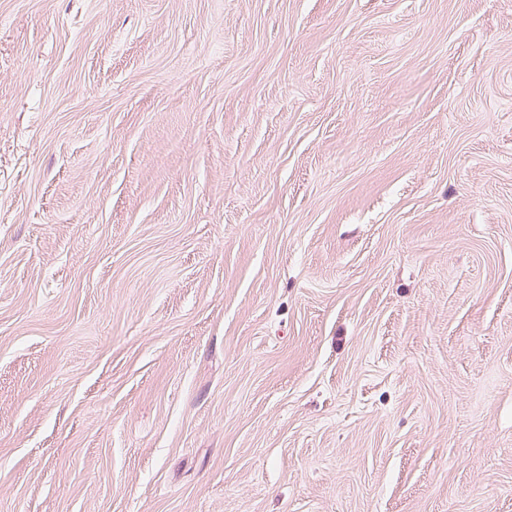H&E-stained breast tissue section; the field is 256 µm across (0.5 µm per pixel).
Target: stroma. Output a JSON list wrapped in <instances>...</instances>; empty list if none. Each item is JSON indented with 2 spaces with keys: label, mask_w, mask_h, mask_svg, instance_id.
<instances>
[{
  "label": "stroma",
  "mask_w": 512,
  "mask_h": 512,
  "mask_svg": "<svg viewBox=\"0 0 512 512\" xmlns=\"http://www.w3.org/2000/svg\"><path fill=\"white\" fill-rule=\"evenodd\" d=\"M0 512H512V0H0Z\"/></svg>",
  "instance_id": "obj_1"
}]
</instances>
